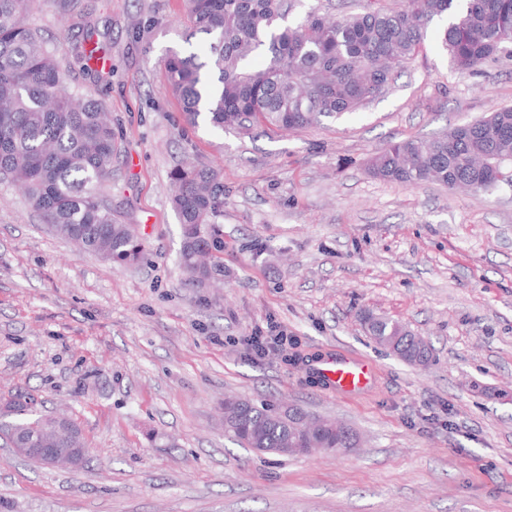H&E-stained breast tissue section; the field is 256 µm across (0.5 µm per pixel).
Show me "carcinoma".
I'll return each instance as SVG.
<instances>
[{"mask_svg": "<svg viewBox=\"0 0 512 512\" xmlns=\"http://www.w3.org/2000/svg\"><path fill=\"white\" fill-rule=\"evenodd\" d=\"M31 0H0V175L18 183L42 222L54 234L110 262L122 265L144 257L134 225L112 209L104 191L116 155L105 104L75 99L55 56L25 15ZM401 0L396 9L370 8L336 18L313 8L288 21L289 0H186L189 36L208 42L205 60L172 53L165 68L182 111L195 123L203 113L213 125L248 133L302 129L336 120L364 99L381 93L401 65L422 47L436 19L445 21L439 47L462 73H474L512 42V0ZM97 49L79 44L74 60L91 66ZM256 54L259 68L249 65ZM512 165V106L502 107L441 137L389 144L370 162L380 179L417 186L426 182L452 190L467 185L492 192ZM177 187L170 202L182 224L180 265L197 288L224 277V212L221 172L206 165L180 166L171 175ZM371 331L406 359L418 351L414 336L398 321L373 317ZM23 393L1 399L10 414L0 433L25 434L40 448L84 444L81 429L70 441L57 439L51 423L32 410ZM306 413H271V405L224 398V430L245 448H286L309 441ZM318 447L354 448L357 434L346 428L313 434Z\"/></svg>", "mask_w": 512, "mask_h": 512, "instance_id": "obj_1", "label": "carcinoma"}]
</instances>
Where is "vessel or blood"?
Listing matches in <instances>:
<instances>
[{
  "label": "vessel or blood",
  "mask_w": 512,
  "mask_h": 512,
  "mask_svg": "<svg viewBox=\"0 0 512 512\" xmlns=\"http://www.w3.org/2000/svg\"><path fill=\"white\" fill-rule=\"evenodd\" d=\"M315 369L324 389L341 397L365 394L375 381L372 365L348 353H325L316 362Z\"/></svg>",
  "instance_id": "b4317fda"
}]
</instances>
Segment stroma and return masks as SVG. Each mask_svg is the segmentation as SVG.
Instances as JSON below:
<instances>
[{"label":"stroma","mask_w":512,"mask_h":512,"mask_svg":"<svg viewBox=\"0 0 512 512\" xmlns=\"http://www.w3.org/2000/svg\"><path fill=\"white\" fill-rule=\"evenodd\" d=\"M105 68L71 50L81 17ZM26 19L71 92L102 100L117 157L112 201L145 256L118 265L56 237L0 181V397L81 428L62 471L0 439V512H512V186L490 193L375 178L392 142L429 139L512 105V54L452 68L429 28L381 95L342 119L282 133L188 124L165 61L187 50L184 0H34ZM221 169L224 283L188 284L170 175ZM369 311L426 338L428 366L381 349ZM281 328L258 356L247 337ZM370 361L367 393L334 397L293 352ZM292 405L344 421L357 448L287 458L234 444L222 403Z\"/></svg>","instance_id":"35a3bbf8"}]
</instances>
